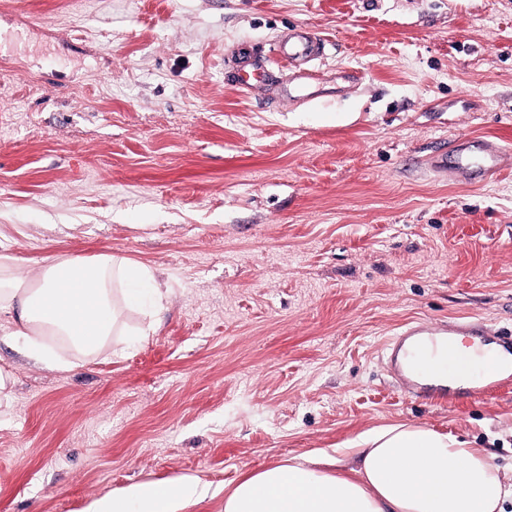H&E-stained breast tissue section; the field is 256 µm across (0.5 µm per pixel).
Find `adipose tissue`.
<instances>
[{"label":"adipose tissue","instance_id":"adipose-tissue-1","mask_svg":"<svg viewBox=\"0 0 512 512\" xmlns=\"http://www.w3.org/2000/svg\"><path fill=\"white\" fill-rule=\"evenodd\" d=\"M111 280L121 282L118 293H110ZM155 280L150 267L112 256L94 265L61 261L29 278L10 274L0 278V321L35 361L46 362L48 335L93 353L117 335L123 311L140 303L143 284H152L154 310L163 311L166 295ZM497 355L491 346L456 342L451 351L428 352L416 368L428 382L452 386ZM215 495L196 477L149 481L96 499L86 512H186ZM223 495L224 512H503L512 484L468 441L399 422L360 435L352 447L243 475Z\"/></svg>","mask_w":512,"mask_h":512}]
</instances>
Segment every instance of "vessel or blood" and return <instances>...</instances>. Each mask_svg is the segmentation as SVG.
<instances>
[{
    "instance_id": "obj_1",
    "label": "vessel or blood",
    "mask_w": 512,
    "mask_h": 512,
    "mask_svg": "<svg viewBox=\"0 0 512 512\" xmlns=\"http://www.w3.org/2000/svg\"><path fill=\"white\" fill-rule=\"evenodd\" d=\"M276 49L281 58L288 63L307 62L322 56L325 42L320 37L302 27L289 29L282 37ZM512 158V150L502 143L486 135H473L464 138H452L441 144L429 157L428 165L437 176H449L455 179L469 174L471 169H479L483 178L498 177L508 159ZM484 325L479 321H468L463 324L438 327L429 324H416L407 327L395 336L386 346L385 354L392 370L403 380H406L411 391L423 393L424 385L411 377L406 368L407 349L410 343H437L440 336H462L482 332ZM508 377L500 370L477 377L471 389L474 396L480 397L507 383Z\"/></svg>"
}]
</instances>
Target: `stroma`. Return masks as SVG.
Wrapping results in <instances>:
<instances>
[{
    "mask_svg": "<svg viewBox=\"0 0 512 512\" xmlns=\"http://www.w3.org/2000/svg\"><path fill=\"white\" fill-rule=\"evenodd\" d=\"M293 26L327 45L304 70ZM476 134L512 148V0H0V256L125 258L169 294L121 352L45 338L63 369L0 335V512L220 489L396 422L511 483L512 383L425 400L383 351L412 321L512 331V170L423 167ZM325 41L303 27H294L282 37L276 45L281 58L289 64L308 62L322 56L325 50Z\"/></svg>",
    "mask_w": 512,
    "mask_h": 512,
    "instance_id": "35a3bbf8",
    "label": "stroma"
}]
</instances>
